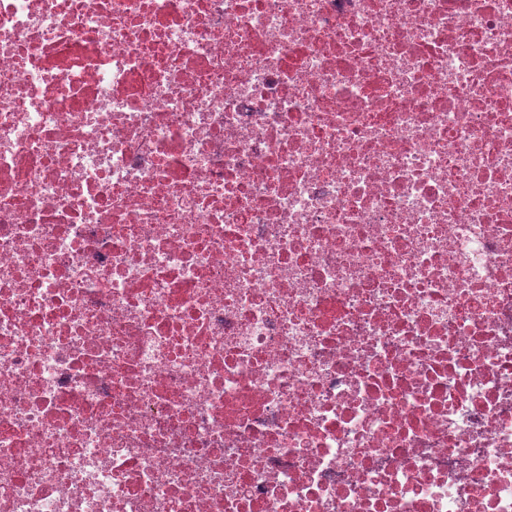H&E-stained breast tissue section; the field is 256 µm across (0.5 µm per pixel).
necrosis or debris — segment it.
I'll return each instance as SVG.
<instances>
[{
    "label": "necrosis or debris",
    "instance_id": "4bbe7bcc",
    "mask_svg": "<svg viewBox=\"0 0 512 512\" xmlns=\"http://www.w3.org/2000/svg\"><path fill=\"white\" fill-rule=\"evenodd\" d=\"M0 512H512V0H0Z\"/></svg>",
    "mask_w": 512,
    "mask_h": 512
}]
</instances>
